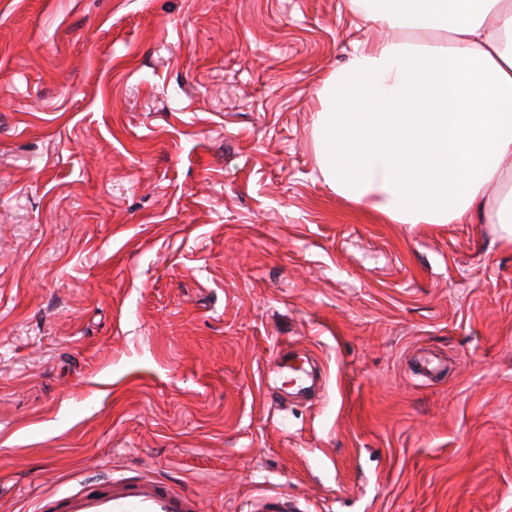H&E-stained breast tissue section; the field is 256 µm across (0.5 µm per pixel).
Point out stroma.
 <instances>
[{
    "instance_id": "35a3bbf8",
    "label": "stroma",
    "mask_w": 512,
    "mask_h": 512,
    "mask_svg": "<svg viewBox=\"0 0 512 512\" xmlns=\"http://www.w3.org/2000/svg\"><path fill=\"white\" fill-rule=\"evenodd\" d=\"M348 0H0V512H512V243L325 184ZM323 385L288 395L277 351ZM48 507L50 512H203L196 494L152 477L83 486Z\"/></svg>"
}]
</instances>
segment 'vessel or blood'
<instances>
[{"instance_id":"1","label":"vessel or blood","mask_w":512,"mask_h":512,"mask_svg":"<svg viewBox=\"0 0 512 512\" xmlns=\"http://www.w3.org/2000/svg\"><path fill=\"white\" fill-rule=\"evenodd\" d=\"M52 512H203L194 493L152 477L87 485L53 501Z\"/></svg>"}]
</instances>
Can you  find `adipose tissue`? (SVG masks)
<instances>
[{
  "instance_id": "adipose-tissue-1",
  "label": "adipose tissue",
  "mask_w": 512,
  "mask_h": 512,
  "mask_svg": "<svg viewBox=\"0 0 512 512\" xmlns=\"http://www.w3.org/2000/svg\"><path fill=\"white\" fill-rule=\"evenodd\" d=\"M387 40L350 42L317 92L326 185L392 224L497 225L512 241V0H349Z\"/></svg>"
}]
</instances>
